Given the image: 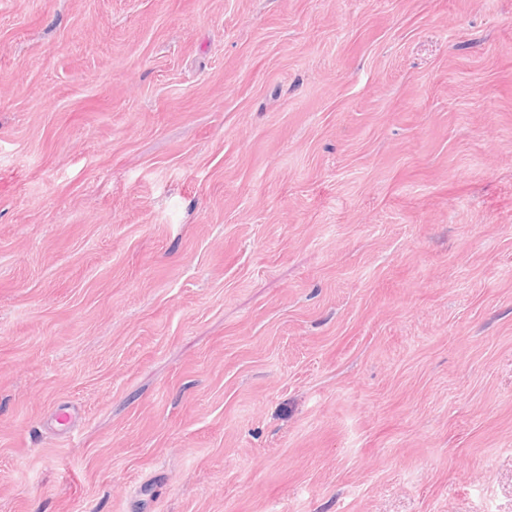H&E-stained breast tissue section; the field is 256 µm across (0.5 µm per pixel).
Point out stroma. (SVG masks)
<instances>
[{
    "mask_svg": "<svg viewBox=\"0 0 512 512\" xmlns=\"http://www.w3.org/2000/svg\"><path fill=\"white\" fill-rule=\"evenodd\" d=\"M0 512H512V0H0Z\"/></svg>",
    "mask_w": 512,
    "mask_h": 512,
    "instance_id": "1",
    "label": "stroma"
}]
</instances>
